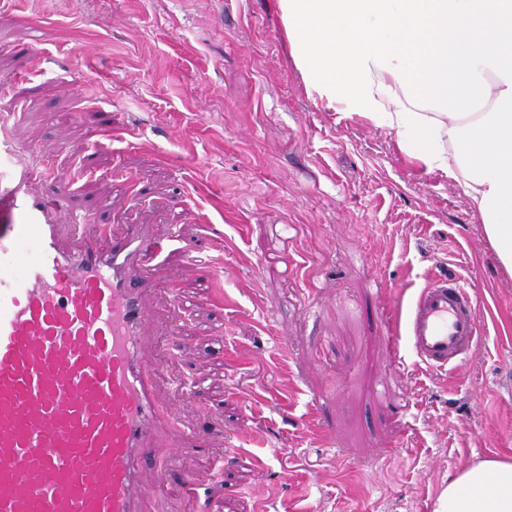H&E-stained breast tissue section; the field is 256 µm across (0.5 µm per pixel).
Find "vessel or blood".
<instances>
[{"instance_id":"vessel-or-blood-1","label":"vessel or blood","mask_w":512,"mask_h":512,"mask_svg":"<svg viewBox=\"0 0 512 512\" xmlns=\"http://www.w3.org/2000/svg\"><path fill=\"white\" fill-rule=\"evenodd\" d=\"M24 154L0 136V512H159L166 459L205 443L177 427L152 379L150 288L171 242L133 224L104 246L92 234L64 245ZM183 253L214 281L209 254ZM480 334L468 287L447 274L406 317L405 341L431 369H456Z\"/></svg>"}]
</instances>
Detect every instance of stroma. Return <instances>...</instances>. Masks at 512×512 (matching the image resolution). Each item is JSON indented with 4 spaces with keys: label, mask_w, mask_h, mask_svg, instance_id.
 Here are the masks:
<instances>
[{
    "label": "stroma",
    "mask_w": 512,
    "mask_h": 512,
    "mask_svg": "<svg viewBox=\"0 0 512 512\" xmlns=\"http://www.w3.org/2000/svg\"><path fill=\"white\" fill-rule=\"evenodd\" d=\"M1 114L102 240L145 220L221 245L223 307L177 250L156 287L184 302L148 329L159 396L208 428L170 460L166 512H433L459 471L512 454V275L461 187L308 95L276 0H0ZM440 271L477 298V346L452 372L394 362Z\"/></svg>",
    "instance_id": "1"
}]
</instances>
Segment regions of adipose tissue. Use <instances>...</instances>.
<instances>
[{"mask_svg": "<svg viewBox=\"0 0 512 512\" xmlns=\"http://www.w3.org/2000/svg\"><path fill=\"white\" fill-rule=\"evenodd\" d=\"M308 94L394 134L479 213L512 275V0H276ZM434 512H512V457L472 463Z\"/></svg>", "mask_w": 512, "mask_h": 512, "instance_id": "adipose-tissue-1", "label": "adipose tissue"}]
</instances>
